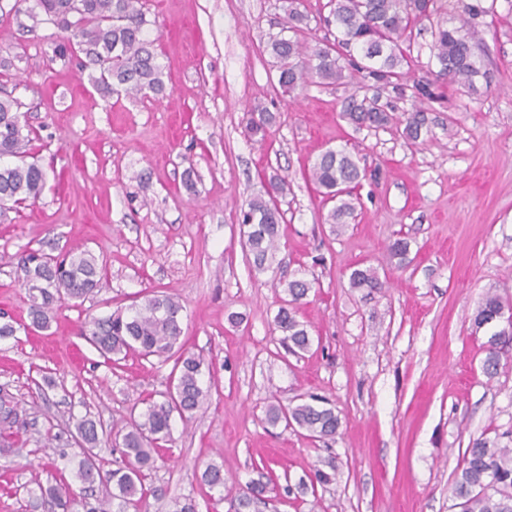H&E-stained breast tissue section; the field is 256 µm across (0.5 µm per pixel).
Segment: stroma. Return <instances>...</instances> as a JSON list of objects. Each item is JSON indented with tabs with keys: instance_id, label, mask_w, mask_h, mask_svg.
I'll return each mask as SVG.
<instances>
[{
	"instance_id": "35a3bbf8",
	"label": "stroma",
	"mask_w": 512,
	"mask_h": 512,
	"mask_svg": "<svg viewBox=\"0 0 512 512\" xmlns=\"http://www.w3.org/2000/svg\"><path fill=\"white\" fill-rule=\"evenodd\" d=\"M143 3L160 96L97 90L82 58L55 57L57 29L0 13V96L18 101L47 173L38 200L0 211V311L20 325L0 339V387L27 421L11 437L17 455L0 456V512H30L29 489L54 471L47 438L74 474L73 416L118 432L135 402L161 401L171 363L131 353L107 364L81 334L89 318L155 291L179 297L208 397L192 417L172 415L146 472V512L188 499L229 512L254 482L266 490L250 512H460L451 486L469 444L512 448V345L487 378V335L473 325L486 293L512 302V0H480L473 88L433 76L432 32L462 8L444 0L406 36L402 89L375 90L348 66L343 84L291 95L267 50L283 28L279 0ZM374 93L396 116L424 112L426 133L412 143L342 119L351 95ZM256 108L275 117L263 141L247 131ZM328 148L367 170L354 217L337 228L308 177ZM275 178L286 181L280 245L259 273L240 209ZM398 239L409 244L402 265L389 252ZM77 248L105 256L106 278L81 306L63 304L49 330L29 328L22 256ZM358 266L377 270L382 292L351 291ZM298 273L313 283L297 313L311 347L291 355L274 317L279 280ZM308 395L339 417L334 437L268 424L269 405ZM210 463L228 480L220 503L196 477ZM330 464L335 480L312 487Z\"/></svg>"
}]
</instances>
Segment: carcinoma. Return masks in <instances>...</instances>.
I'll return each instance as SVG.
<instances>
[{
  "label": "carcinoma",
  "instance_id": "carcinoma-1",
  "mask_svg": "<svg viewBox=\"0 0 512 512\" xmlns=\"http://www.w3.org/2000/svg\"><path fill=\"white\" fill-rule=\"evenodd\" d=\"M32 2L31 17L53 25L61 34L55 47L56 58L66 61L77 54L85 55L95 67L92 81L108 91L125 93L165 92L162 68L155 41L147 36L148 21L141 0H15ZM437 0H331L329 23L336 25L337 45L306 44L300 38L308 16L301 10V0H282L285 28L293 36L272 37L268 51L275 61L278 84L286 93L303 90L310 84L335 86L344 79V66L336 55V47H355L362 53L359 70L378 86L398 87L407 55L401 43L408 30L429 18ZM485 12L484 7L466 4L452 27L440 26L432 31L433 57L437 76L449 78L463 86H471L479 74L472 50L478 30L473 20ZM343 116L357 128L379 129L399 122L381 103L380 94L357 98L353 95ZM272 115L259 113L248 131L265 139ZM402 134L417 141L426 128L425 114L411 112L404 119ZM32 130H24L18 102L10 96L0 97V157L15 162L0 166V206L36 201L41 196L46 173L36 162L27 161L33 138ZM353 156L344 149H328L315 161L312 180L330 199L339 200L325 217V223L342 225L355 210L353 191L365 178ZM284 182L272 181L266 195L248 201L242 210V245L252 256L258 271L267 270L280 240L282 215L277 196ZM23 285L30 292L31 326L46 328L56 307L64 302L80 305L99 288L107 276L104 259L89 250L70 251L62 258L50 257L39 250H30L22 260ZM350 288L368 295L385 287L374 269L356 268L349 277ZM312 283L295 278L285 283L274 325L282 335V344L296 354L309 349L311 340L307 326L297 319V305L307 297ZM183 306L172 294L155 292L143 302L126 310L118 309L105 317L85 323L82 335L104 358L137 352L143 357L155 356L174 360L172 387L164 401L148 402L138 416L131 418L129 430L122 436L125 464L107 473L100 468V453L112 451V441L97 424L84 415L74 422L75 435L81 447L88 449L78 464L75 478L82 484V495H76L64 470L54 468V482L37 484L39 494L30 497L32 509L48 508L50 512H140L152 490L145 487L141 471L151 466L158 443L169 436L173 413L181 416L197 411L206 399L201 386L202 360L183 348L181 341ZM512 316V305L495 294L486 295L475 317L481 329L494 326L502 315ZM512 342V330L504 328L491 333L482 369L488 378L498 374V346ZM268 422L275 426L283 421L297 425L312 438L336 435L340 421L333 409L301 401L287 407L273 405L267 411ZM24 424L21 411L13 397L0 388V432ZM112 483V494L97 497L91 494L96 482ZM201 484L218 491L224 499L223 466L210 463L200 476ZM264 493V485L247 487L231 504L233 512H244L253 499ZM453 496L460 500L462 512H512V448H501L478 438L467 448L463 465L456 473Z\"/></svg>",
  "mask_w": 512,
  "mask_h": 512
}]
</instances>
